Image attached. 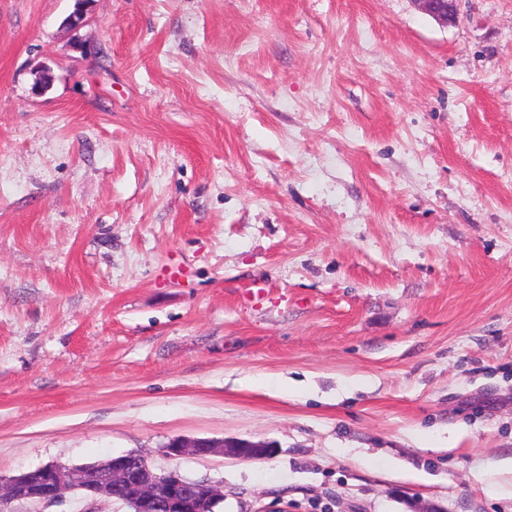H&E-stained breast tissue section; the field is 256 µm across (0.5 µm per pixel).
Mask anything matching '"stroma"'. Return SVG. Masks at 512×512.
I'll use <instances>...</instances> for the list:
<instances>
[{"mask_svg":"<svg viewBox=\"0 0 512 512\" xmlns=\"http://www.w3.org/2000/svg\"><path fill=\"white\" fill-rule=\"evenodd\" d=\"M74 8L0 0V477L138 450L223 512H512V0ZM411 2L441 25L447 26L457 19L459 0H411ZM274 448L271 442L230 437L220 440L211 438H176L162 446V453L169 458L200 457L215 453L242 459H263L270 456Z\"/></svg>","mask_w":512,"mask_h":512,"instance_id":"35a3bbf8","label":"stroma"}]
</instances>
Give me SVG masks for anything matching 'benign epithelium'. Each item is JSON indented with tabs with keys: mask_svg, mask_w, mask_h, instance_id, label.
I'll use <instances>...</instances> for the list:
<instances>
[{
	"mask_svg": "<svg viewBox=\"0 0 512 512\" xmlns=\"http://www.w3.org/2000/svg\"><path fill=\"white\" fill-rule=\"evenodd\" d=\"M441 25L456 21L459 0H411ZM276 448L271 442L230 437L176 438L162 446L169 458L200 457L215 453L242 459H263ZM97 476L94 496L86 512H96L103 503L133 500L136 512H219L224 502L222 487L205 480H192L175 471L155 470L142 452L113 457L94 466ZM83 470L77 466L49 462L33 471L0 478V512L14 501L27 499L43 506L59 503L64 494L83 489Z\"/></svg>",
	"mask_w": 512,
	"mask_h": 512,
	"instance_id": "7a95c632",
	"label": "benign epithelium"
}]
</instances>
